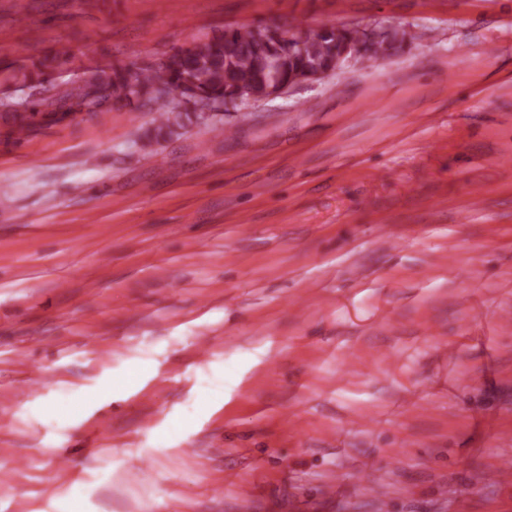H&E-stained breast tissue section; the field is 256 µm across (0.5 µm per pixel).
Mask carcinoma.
I'll return each instance as SVG.
<instances>
[{"instance_id": "1", "label": "carcinoma", "mask_w": 512, "mask_h": 512, "mask_svg": "<svg viewBox=\"0 0 512 512\" xmlns=\"http://www.w3.org/2000/svg\"><path fill=\"white\" fill-rule=\"evenodd\" d=\"M290 32L299 45L294 52L274 34L259 37L253 28L240 27L175 47L150 67L130 63L97 68L78 84L63 90L52 84L48 88L51 95L11 109L12 128L27 133L37 126V117L50 118L62 107L68 112L93 114L106 100L123 105L143 101L157 105L154 135L142 145L147 150L159 138L173 134V126H182L180 120L191 121V113L209 104L222 110L236 104L243 91L265 96L298 70L336 69L342 41L362 37L367 56L377 60L401 48L405 40L401 31L389 37L367 28H346L338 35L334 28L315 34L297 26Z\"/></svg>"}]
</instances>
